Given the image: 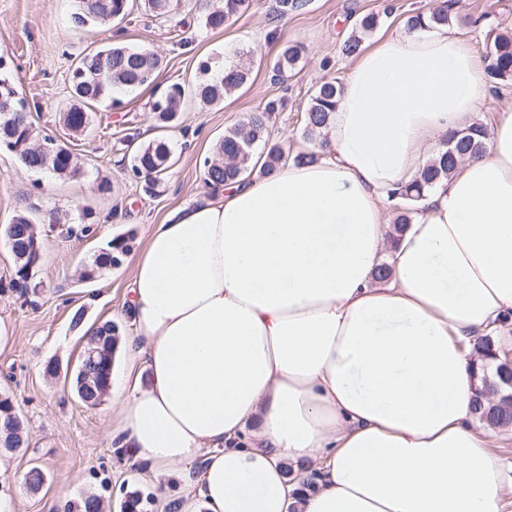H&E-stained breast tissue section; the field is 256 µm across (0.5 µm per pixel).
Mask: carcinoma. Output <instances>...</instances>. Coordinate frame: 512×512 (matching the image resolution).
Segmentation results:
<instances>
[{
  "label": "carcinoma",
  "instance_id": "obj_1",
  "mask_svg": "<svg viewBox=\"0 0 512 512\" xmlns=\"http://www.w3.org/2000/svg\"><path fill=\"white\" fill-rule=\"evenodd\" d=\"M106 6L98 11H90L78 0V6L71 13L70 22L75 29H84L94 24L121 23L130 14L132 0H105ZM310 0H277L276 17L283 18L290 13L303 11ZM457 0H434L427 10H416L406 19V29L414 32L426 23L447 26L456 20ZM252 0H224V6L214 9L205 16V27L222 30L237 14L246 12ZM485 48L490 50V63L487 73L490 82L498 85L512 81V33H504L489 24L484 31ZM302 59V49L297 44L284 45L274 58L271 69L276 80L283 81ZM159 68L158 57L146 48L122 44L106 46L82 56L71 72L73 103L62 113L66 128L84 134L91 123L92 107L112 95L115 88L133 90L150 86L155 82L154 74ZM248 70L231 64L215 73L210 62L203 61L199 66V76L192 87L173 83L155 98L151 112L155 121L163 126L173 123L184 104L191 98L206 103L218 104L224 96L243 87L248 80ZM341 86L334 78H326L314 89L305 113L303 138L310 148L288 158L283 149L269 143L268 125L280 101L271 100L261 109L248 116L246 122L224 133L216 144L213 157L204 160V183L215 186L250 177L253 172L269 175L288 161L313 163L318 160L320 151L327 145V128L332 112L337 108ZM488 131L485 126L476 124L459 130L449 136L443 150L421 170L419 177L395 194V202L390 207L399 211L394 220L397 228L411 223L412 214L417 211L418 202L424 192L432 188L440 179L448 177L457 165L467 157L481 154L486 148ZM40 141L35 134L30 113L23 98L10 80L0 78V149L17 155L19 160L34 171H48L58 177H75L80 174V166L73 152L60 145L49 160H44L39 149ZM263 147L265 157L261 168L252 165L257 147ZM172 166V150L164 139L137 149L132 157L131 173L145 179L151 187H157ZM0 233L4 238H12L9 244L14 259L12 280L8 287L16 288L15 281L33 277L38 265L37 253L40 240L35 229V219L29 209L21 208L4 225ZM132 236L114 238L109 249L95 256L92 266L85 269L83 277L91 279L107 267L118 266L122 257L130 249ZM86 343L82 354L88 356L79 362L85 368L76 374V389L79 398L88 406L98 405L112 381V365L120 340L119 327L105 321L85 335ZM495 340L491 336L480 338L477 347L487 353L490 368L502 363L494 349ZM476 420L487 424L491 429L505 431L512 427V406L491 403L482 392H477L474 401ZM21 422L9 398L0 399V447L17 451L27 447Z\"/></svg>",
  "mask_w": 512,
  "mask_h": 512
}]
</instances>
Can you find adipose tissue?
I'll return each instance as SVG.
<instances>
[{"mask_svg":"<svg viewBox=\"0 0 512 512\" xmlns=\"http://www.w3.org/2000/svg\"><path fill=\"white\" fill-rule=\"evenodd\" d=\"M485 93L456 31L390 34L346 73L317 162L170 210L129 288L149 381L109 439L158 472L202 461L206 512H505L474 339L512 350V107L402 234L384 220Z\"/></svg>","mask_w":512,"mask_h":512,"instance_id":"ef3b65f1","label":"adipose tissue"}]
</instances>
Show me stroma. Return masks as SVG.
<instances>
[{"mask_svg":"<svg viewBox=\"0 0 512 512\" xmlns=\"http://www.w3.org/2000/svg\"><path fill=\"white\" fill-rule=\"evenodd\" d=\"M217 2L181 0L166 19L137 8L120 24L76 32L69 27L75 0H0V61L5 64L0 73L26 99L40 135L53 136L83 161L81 175L60 178L32 171L16 155L0 152V225L21 207H35L42 246L33 290L21 294L0 288V316L12 321L18 338L15 347L0 351V398L12 401L28 435L22 451L0 450V496L7 499L9 512H57L90 494L103 498L105 512H122L134 492L142 498L141 512H205L183 479L150 472L127 449L109 444L105 428L120 422L114 399L126 395L146 371L142 360L118 349L107 395L97 406L85 405L75 380L84 331L110 320L122 336L132 335L127 305L134 253L172 208L207 195L202 162L227 130L266 101L280 99L284 106L272 116L270 139L291 154L303 149L313 89L322 78L343 79L354 63L340 46L355 32L356 18L384 12L379 27L364 38L370 46L401 29L407 11L432 5V0H312L308 9L275 23L276 0H254L247 13L213 31L203 18ZM485 17L501 31H512V0H460L453 27L479 56L485 53ZM289 41L301 46L302 62L280 83L270 64ZM108 43L153 51L160 60L155 86L122 92L117 107L102 101L89 131L73 136L60 120L71 104L70 66ZM217 56L249 66L248 83L220 105L188 100L173 126L158 127L150 110L155 88L191 85L200 63ZM157 138L169 142L173 165L150 193L131 174L128 158L135 147ZM102 175L112 183L110 193L97 189ZM85 209L92 213L88 235L80 232ZM127 234L133 237V251L121 265L100 270L93 280L82 279L85 265L113 238ZM78 310L83 321L76 327L72 316ZM34 466L44 474L36 491L24 482Z\"/></svg>","mask_w":512,"mask_h":512,"instance_id":"stroma-1","label":"stroma"}]
</instances>
